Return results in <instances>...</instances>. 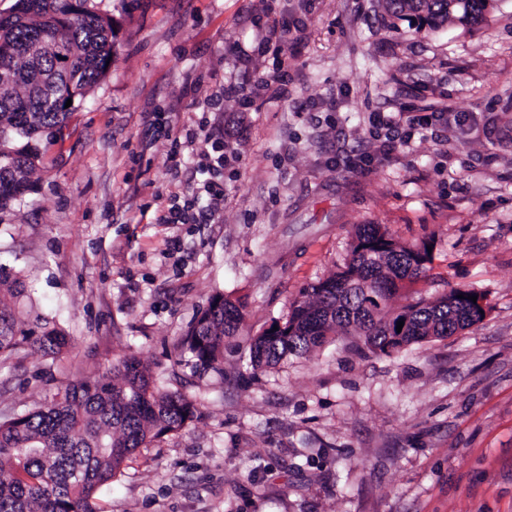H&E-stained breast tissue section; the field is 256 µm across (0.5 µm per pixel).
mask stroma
<instances>
[{
	"mask_svg": "<svg viewBox=\"0 0 512 512\" xmlns=\"http://www.w3.org/2000/svg\"><path fill=\"white\" fill-rule=\"evenodd\" d=\"M94 4L114 62L0 213V262L29 294L18 328L40 315L75 347L1 361L0 416L133 356L199 415L131 455L97 512H512V0L434 29L385 0ZM283 18L282 52L268 34ZM277 56L287 98L193 108ZM392 105L449 119L387 155L368 117ZM210 134L235 150L223 205L206 224L159 223L199 180ZM359 224L429 242L411 296L474 290L484 321L392 356L337 336L252 369L243 345L344 265ZM218 296L247 315L220 368L202 369L179 340Z\"/></svg>",
	"mask_w": 512,
	"mask_h": 512,
	"instance_id": "obj_1",
	"label": "stroma"
}]
</instances>
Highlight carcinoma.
Segmentation results:
<instances>
[{
    "label": "carcinoma",
    "mask_w": 512,
    "mask_h": 512,
    "mask_svg": "<svg viewBox=\"0 0 512 512\" xmlns=\"http://www.w3.org/2000/svg\"><path fill=\"white\" fill-rule=\"evenodd\" d=\"M386 3L397 19L413 14L435 26L448 20L475 25L485 10V0H463L458 9L448 8V0ZM1 39L12 52L0 54V212L24 193L42 162L36 141L56 140L76 109L67 100L81 102L108 72L112 18L90 0H17L15 11L0 18ZM430 261L425 243L402 245L380 224L356 225L342 270L300 291L280 333L251 339V366L307 356L336 335L361 336L371 352L390 355L482 322L467 288L392 306L401 290L425 276ZM25 292L23 281L0 265V357L26 345L62 357L71 338L56 324L44 322L37 334L17 329L14 308ZM246 309L240 299L210 302L181 346L200 367L218 368L224 341L237 335ZM122 368L117 381L72 384L50 406L0 421V512H96L97 489L121 473L136 449L197 416L185 396L155 388L135 358Z\"/></svg>",
    "instance_id": "cac0c4a2"
}]
</instances>
